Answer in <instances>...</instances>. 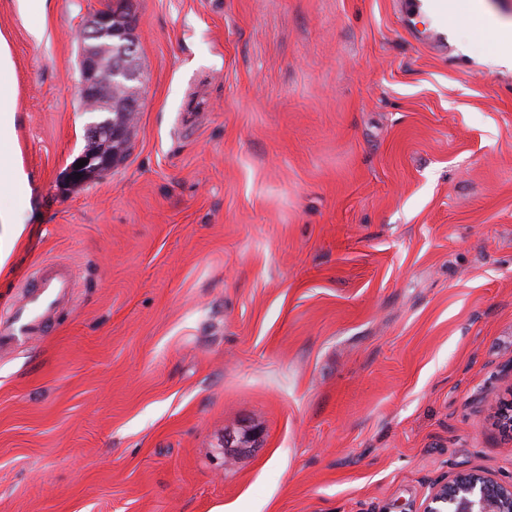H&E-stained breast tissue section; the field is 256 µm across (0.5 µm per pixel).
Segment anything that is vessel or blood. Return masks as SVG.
I'll return each instance as SVG.
<instances>
[{
    "instance_id": "obj_1",
    "label": "vessel or blood",
    "mask_w": 512,
    "mask_h": 512,
    "mask_svg": "<svg viewBox=\"0 0 512 512\" xmlns=\"http://www.w3.org/2000/svg\"><path fill=\"white\" fill-rule=\"evenodd\" d=\"M404 15L423 27L424 42L432 48L445 47L448 39V0H404ZM73 281L58 265L43 260L25 279L20 299L9 306L10 316L0 322V344L42 335L50 315L67 301Z\"/></svg>"
}]
</instances>
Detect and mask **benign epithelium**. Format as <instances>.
<instances>
[{
	"mask_svg": "<svg viewBox=\"0 0 512 512\" xmlns=\"http://www.w3.org/2000/svg\"><path fill=\"white\" fill-rule=\"evenodd\" d=\"M120 19L115 8L107 6L94 11L85 22L80 53L81 79L77 95L85 101L101 97L105 57L120 43V55L113 60L112 84L130 85L142 81L143 71L136 68L137 20L126 6ZM139 101L131 97L120 105L123 119L112 120V153L104 155L97 168L112 169L121 157V149L138 112ZM422 512H512V482L505 484L491 476L464 472L452 481L436 485Z\"/></svg>",
	"mask_w": 512,
	"mask_h": 512,
	"instance_id": "1",
	"label": "benign epithelium"
}]
</instances>
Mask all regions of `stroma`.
I'll return each mask as SVG.
<instances>
[{
    "instance_id": "obj_1",
    "label": "stroma",
    "mask_w": 512,
    "mask_h": 512,
    "mask_svg": "<svg viewBox=\"0 0 512 512\" xmlns=\"http://www.w3.org/2000/svg\"><path fill=\"white\" fill-rule=\"evenodd\" d=\"M107 2L0 0L28 193L0 320L35 262L74 281L0 348V512H422L512 480V69L467 0L444 53L399 0H132L140 110L73 185ZM422 512H512V482L460 473L432 489Z\"/></svg>"
}]
</instances>
